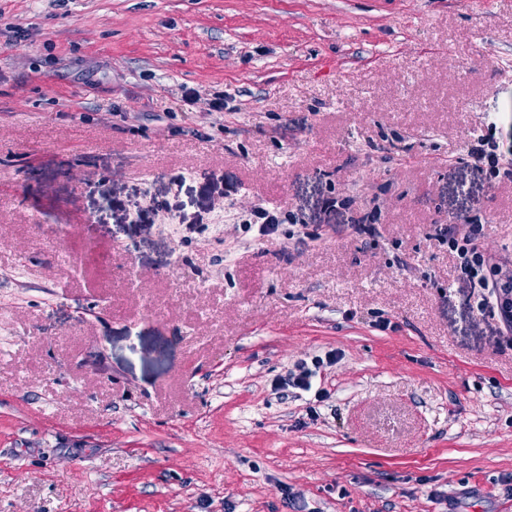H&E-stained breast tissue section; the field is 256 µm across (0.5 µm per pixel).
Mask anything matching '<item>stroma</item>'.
<instances>
[{
    "mask_svg": "<svg viewBox=\"0 0 512 512\" xmlns=\"http://www.w3.org/2000/svg\"><path fill=\"white\" fill-rule=\"evenodd\" d=\"M461 216L512 265V0H0V512H512Z\"/></svg>",
    "mask_w": 512,
    "mask_h": 512,
    "instance_id": "35a3bbf8",
    "label": "stroma"
}]
</instances>
